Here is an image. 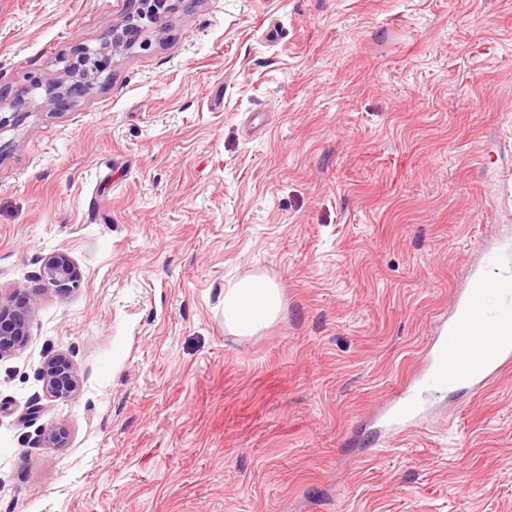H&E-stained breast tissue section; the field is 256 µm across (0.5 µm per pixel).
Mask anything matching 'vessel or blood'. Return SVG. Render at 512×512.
I'll return each instance as SVG.
<instances>
[{
    "label": "vessel or blood",
    "mask_w": 512,
    "mask_h": 512,
    "mask_svg": "<svg viewBox=\"0 0 512 512\" xmlns=\"http://www.w3.org/2000/svg\"><path fill=\"white\" fill-rule=\"evenodd\" d=\"M486 286L475 274L467 287L456 290L448 317L428 343L414 379L386 404V422L399 433L419 423L431 395L461 391L476 399L512 371V273L498 281L501 303L492 312L482 304Z\"/></svg>",
    "instance_id": "obj_1"
}]
</instances>
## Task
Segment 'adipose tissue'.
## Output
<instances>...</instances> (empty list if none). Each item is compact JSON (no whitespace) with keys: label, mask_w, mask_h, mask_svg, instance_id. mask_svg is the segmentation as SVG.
I'll return each mask as SVG.
<instances>
[{"label":"adipose tissue","mask_w":512,"mask_h":512,"mask_svg":"<svg viewBox=\"0 0 512 512\" xmlns=\"http://www.w3.org/2000/svg\"><path fill=\"white\" fill-rule=\"evenodd\" d=\"M281 311V290L273 281L248 277L224 291V326L232 334L255 335L273 324Z\"/></svg>","instance_id":"obj_1"}]
</instances>
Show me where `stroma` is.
Instances as JSON below:
<instances>
[{"instance_id": "1", "label": "stroma", "mask_w": 512, "mask_h": 512, "mask_svg": "<svg viewBox=\"0 0 512 512\" xmlns=\"http://www.w3.org/2000/svg\"><path fill=\"white\" fill-rule=\"evenodd\" d=\"M126 13L0 0V298L36 303L0 512H512V372L374 420L470 269L489 308L512 271V0H170L55 108ZM56 251L80 288L40 278ZM245 277L284 304L253 337L224 327ZM58 353L81 387L51 401ZM103 70L100 52L88 47L79 49L77 60L67 66L64 77L48 86L51 102L58 108L67 107L70 102L92 88L95 75Z\"/></svg>"}]
</instances>
